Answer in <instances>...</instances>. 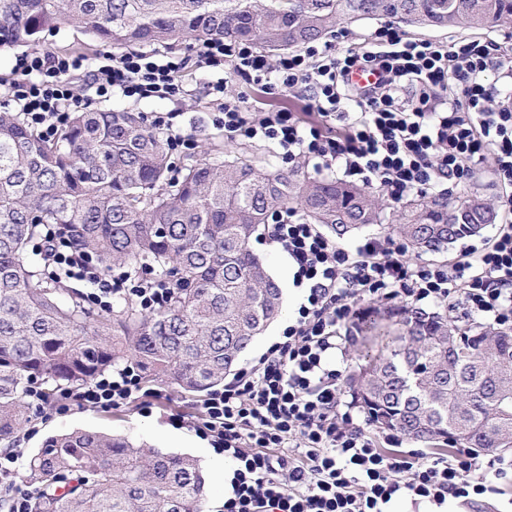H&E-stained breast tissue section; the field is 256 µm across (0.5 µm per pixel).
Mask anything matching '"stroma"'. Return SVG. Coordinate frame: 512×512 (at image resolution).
<instances>
[{
    "mask_svg": "<svg viewBox=\"0 0 512 512\" xmlns=\"http://www.w3.org/2000/svg\"><path fill=\"white\" fill-rule=\"evenodd\" d=\"M399 29L406 36L416 39L444 41L452 34L466 41L481 42L492 38L512 50V21L489 30L459 28L452 34L444 30L405 23L400 24ZM35 49L41 53H79L93 59L113 52L111 45L95 41L89 35L70 28L53 33L43 32ZM199 50V44L189 39L181 41L176 47L164 46L160 49L161 54H170L186 61V67L181 73L184 87L181 97L138 103L130 98H114L107 101L92 95L85 101L86 109L127 108L144 113L148 117L158 112H174L178 115V124L194 135L198 150L217 148L224 152L237 153L249 147L252 148V158L259 167H281L282 161L271 146L262 142L249 144L243 140L231 142L225 139L222 126L214 122L216 105L209 93L210 75L195 65ZM227 91L233 95L243 96L255 111L285 107L291 109L302 122L312 123L317 119L316 113L309 110L304 101L282 96L274 90H266L236 75L229 77ZM254 248L264 258L270 274L279 283L284 302L280 317L267 328L240 360L238 367L242 370L254 365L268 347L279 340L283 330L293 323L297 312L296 305L291 302L294 268L292 264L287 263L286 253L265 239L257 240ZM152 388L154 394L147 400H138L114 409L75 404L68 412L60 413L53 408H32L30 421L22 426L8 447L9 452L17 459L14 472L16 480L24 481L27 462L30 456L41 448L46 437L77 429L92 430L107 435L128 436L149 448L199 458L206 476V512H222L224 498L229 495L231 487L229 481L214 477L209 460L204 456L205 449L211 448L212 443L197 429V424L202 418V399L182 393L175 387L163 383H153Z\"/></svg>",
    "mask_w": 512,
    "mask_h": 512,
    "instance_id": "obj_1",
    "label": "stroma"
}]
</instances>
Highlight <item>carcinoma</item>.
<instances>
[{
    "mask_svg": "<svg viewBox=\"0 0 512 512\" xmlns=\"http://www.w3.org/2000/svg\"><path fill=\"white\" fill-rule=\"evenodd\" d=\"M379 17L493 28L512 20V0H0V52L66 26L117 49L222 38L277 56ZM290 207L338 240L386 220L360 184L260 168L244 154L188 163L174 181L164 139L141 112H75L51 138L0 112V442L29 421L32 381L47 406L129 360L185 393L223 384L281 313L282 290L252 242ZM493 220L476 199L420 198L388 228L419 255ZM50 227L101 267L166 277L168 302L145 313L119 299L103 312L30 254ZM347 340L361 350L347 387L376 429L476 452L512 447V329L407 303L359 313ZM27 480L30 512H205L197 459L126 437L51 435Z\"/></svg>",
    "mask_w": 512,
    "mask_h": 512,
    "instance_id": "cac0c4a2",
    "label": "carcinoma"
}]
</instances>
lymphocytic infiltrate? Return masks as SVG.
I'll use <instances>...</instances> for the list:
<instances>
[{"mask_svg": "<svg viewBox=\"0 0 512 512\" xmlns=\"http://www.w3.org/2000/svg\"><path fill=\"white\" fill-rule=\"evenodd\" d=\"M197 65L214 74L209 91L227 139L274 144L290 164L342 168L395 203L429 191L450 195L488 160L501 188L494 206L502 220L490 245L465 251L445 269L419 266L390 237L344 246L293 209L268 228L304 295L280 341L203 404V431L236 463L224 512H388L400 498L438 508L453 500L479 512L498 494V482H512V457L386 453L368 419L340 412L342 374L334 356L340 329L367 296L428 302L512 328V91L486 78L494 68L512 71L506 49L494 40H412L388 23L368 45L338 52L327 43L310 45L274 63L251 44L212 39ZM184 67V60L153 52L100 61L25 52L15 58L5 96L28 125L51 136L81 111L85 91L105 100L169 99L183 92ZM357 68L376 70L378 81L356 87L349 75ZM228 70L283 95L304 93L317 122H301L284 108L248 110L243 97L226 95ZM84 72L90 81L82 91L74 78ZM45 243L100 308L127 292L151 313L169 298L164 278L132 286L129 272L101 271L92 258L70 254L55 232ZM144 395L141 373L129 363L78 394H62L57 406L115 408Z\"/></svg>", "mask_w": 512, "mask_h": 512, "instance_id": "lymphocytic-infiltrate-1", "label": "lymphocytic infiltrate"}]
</instances>
